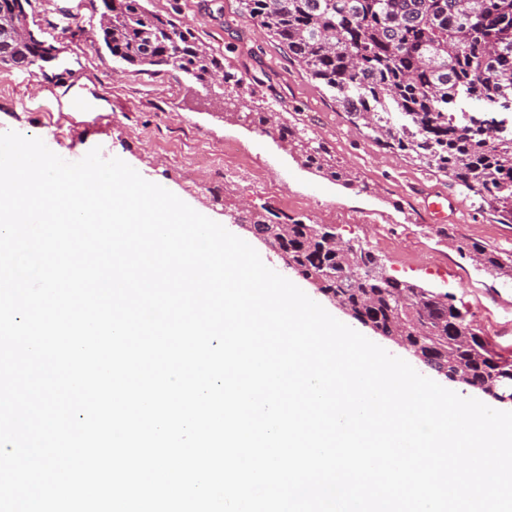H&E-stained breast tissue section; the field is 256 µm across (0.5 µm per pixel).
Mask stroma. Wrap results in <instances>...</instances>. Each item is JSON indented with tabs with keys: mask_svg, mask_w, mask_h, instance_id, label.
<instances>
[{
	"mask_svg": "<svg viewBox=\"0 0 512 512\" xmlns=\"http://www.w3.org/2000/svg\"><path fill=\"white\" fill-rule=\"evenodd\" d=\"M145 6L173 15L223 55L243 80V97H205L183 73L146 72L97 52L91 33L78 29L90 16L83 0H32L28 13L41 38L56 46V57L28 72L0 69V129L41 138L71 162L100 148L103 158L118 157L142 170L239 237L244 231L231 213L261 205L283 217L333 225L342 240L366 242L388 274L452 295L493 341L512 351V279L489 277L457 251L459 243L477 242L512 252V224L478 211L446 174L374 143L242 12L238 0H145ZM75 91L93 98L95 109L72 121L62 116L59 102ZM257 111L278 113L282 122L306 130L356 174L354 185L311 172L287 144L257 133L244 118ZM227 141L240 144L251 161L235 177L226 174L223 161H198L205 149ZM431 193L442 196L438 221L421 208ZM250 244L268 267L351 324L264 243L254 238Z\"/></svg>",
	"mask_w": 512,
	"mask_h": 512,
	"instance_id": "35a3bbf8",
	"label": "stroma"
}]
</instances>
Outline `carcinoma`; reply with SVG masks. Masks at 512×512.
Returning a JSON list of instances; mask_svg holds the SVG:
<instances>
[{"instance_id": "cac0c4a2", "label": "carcinoma", "mask_w": 512, "mask_h": 512, "mask_svg": "<svg viewBox=\"0 0 512 512\" xmlns=\"http://www.w3.org/2000/svg\"><path fill=\"white\" fill-rule=\"evenodd\" d=\"M30 0H0V69L29 70L55 46L30 27ZM241 7L288 57L331 94L336 106L426 169L448 175L512 224V0H240ZM99 18L95 41L120 63L169 67L203 90L226 95L241 79L224 56L202 47L194 33L143 0H88ZM255 129L276 135L305 167L349 185L350 171L306 134L249 112ZM262 206L240 221L265 233L295 272L376 335L484 393L512 376L499 353L446 293L393 277L359 240L336 244L329 224L275 223ZM457 250L495 278H512V257L477 243Z\"/></svg>"}]
</instances>
